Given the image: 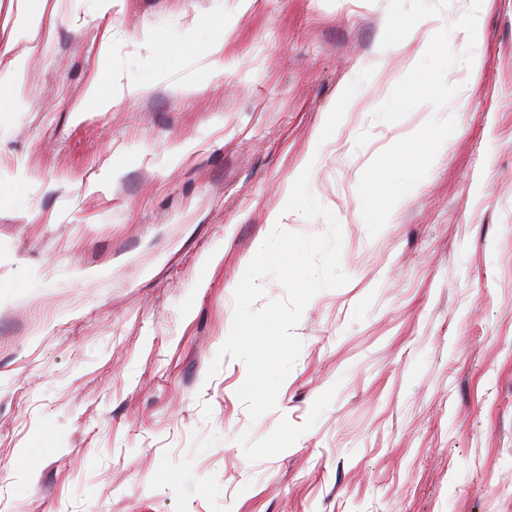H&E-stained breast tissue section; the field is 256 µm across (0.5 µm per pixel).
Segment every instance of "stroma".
I'll return each mask as SVG.
<instances>
[{
  "mask_svg": "<svg viewBox=\"0 0 512 512\" xmlns=\"http://www.w3.org/2000/svg\"><path fill=\"white\" fill-rule=\"evenodd\" d=\"M15 61L0 512H512V0H0ZM305 170L349 281L253 423L207 369Z\"/></svg>",
  "mask_w": 512,
  "mask_h": 512,
  "instance_id": "obj_1",
  "label": "stroma"
}]
</instances>
